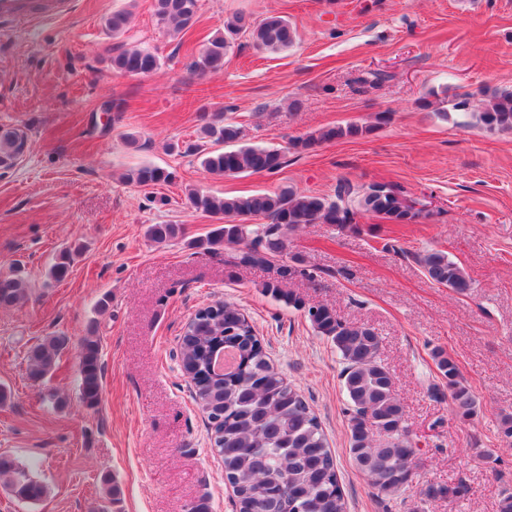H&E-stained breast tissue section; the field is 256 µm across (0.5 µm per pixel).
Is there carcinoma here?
I'll return each instance as SVG.
<instances>
[{
	"mask_svg": "<svg viewBox=\"0 0 512 512\" xmlns=\"http://www.w3.org/2000/svg\"><path fill=\"white\" fill-rule=\"evenodd\" d=\"M199 0H153L157 25L170 35L187 32L199 19ZM129 16L117 11L103 19L112 36L126 32ZM241 34L248 35L259 51L278 52L292 46L296 33L283 16L271 14L258 22L241 15L224 20V30L192 56L188 69L206 76L224 69V57ZM112 68L132 76L150 77L162 67L160 56L137 46L117 44L111 49ZM477 120L491 130L512 133V91L493 93ZM373 127L348 123L299 138L295 150H307L319 141L353 138ZM200 143L192 152L201 165L218 177L242 173H274L284 164L283 153L274 148L242 145L241 128L224 112L207 116L199 130ZM29 150L27 133L20 128L0 127V170H11ZM127 179L142 187L172 181L173 173L154 165L131 170ZM197 211L224 216V225L188 246L207 252L226 245L237 247L238 264L264 265L285 251L284 231L303 224H334L341 230L359 231L357 216L373 213L393 224H409L431 217L416 208L404 192L390 184L359 188L343 179L334 198L283 189L275 194L217 197L201 189L188 191ZM262 218L256 229L246 220ZM149 238L157 243L183 235L179 224H152ZM75 251L59 250L49 275L58 282L67 277ZM426 276L457 294L471 288L464 269L442 251L417 255ZM21 271L0 279V306L20 302L26 293ZM308 318L317 335L326 338L344 361L343 390L349 402V450L355 466L377 494L390 497L406 489L417 477L410 471L404 449L412 447L404 425V407L395 382L379 358L381 339L364 325L343 322L324 305L311 306ZM68 340L48 336L30 351L31 376L46 379L54 370ZM183 375L193 385L195 400L208 414L214 445L222 458L224 478L235 491L237 512H346L344 490L336 462L309 403L269 360L254 326L235 306L217 303L196 313L181 342ZM448 387V399L456 418L471 420L478 402L464 383L455 358L443 349L432 353ZM104 366L100 338L90 333L78 345V390L83 403L97 405L103 387ZM33 462L24 463L12 454L0 453V486L22 502L35 503L47 493L33 476ZM106 494L98 512H110L120 502L117 482L104 479ZM466 486L427 483L421 501L460 497Z\"/></svg>",
	"mask_w": 512,
	"mask_h": 512,
	"instance_id": "1",
	"label": "carcinoma"
}]
</instances>
